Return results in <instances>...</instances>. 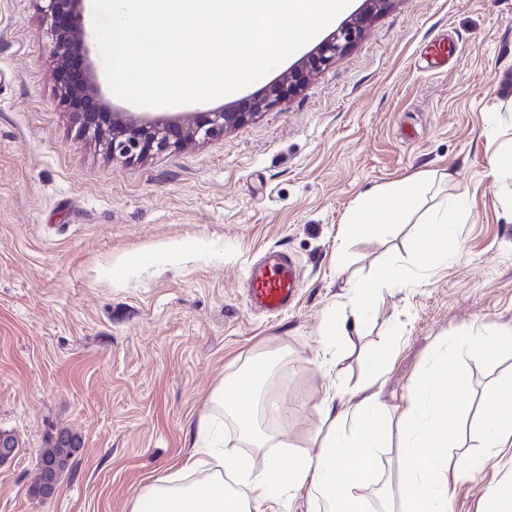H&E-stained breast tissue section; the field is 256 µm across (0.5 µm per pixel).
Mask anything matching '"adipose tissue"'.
<instances>
[{
	"instance_id": "adipose-tissue-1",
	"label": "adipose tissue",
	"mask_w": 512,
	"mask_h": 512,
	"mask_svg": "<svg viewBox=\"0 0 512 512\" xmlns=\"http://www.w3.org/2000/svg\"><path fill=\"white\" fill-rule=\"evenodd\" d=\"M410 192V185L398 184L366 195L363 216L347 224V233L369 230L370 218L382 213L397 218ZM466 211L464 203L458 202L416 225L419 270L447 263V254L437 245L452 237ZM405 276L403 267L393 264L379 277L353 284L348 303L329 311L324 319L323 345L330 348L337 337L363 335L379 291L401 283ZM494 348V341L485 336L458 337L453 346L439 353L435 367L422 373L394 423L385 419L378 393L340 411L332 400H325V429L320 450L312 456L281 455L287 437L256 429L255 410L269 380L271 363L265 356H255L248 377L222 380L211 397L213 411L200 416V441L181 466L189 481L181 484L173 475L157 477L142 489L131 512H252V492L275 502L284 493L303 490L310 495V512H368L356 491L374 482L381 485V512H448L451 479L473 468L476 460L471 456L455 459L448 453L453 429L448 422L447 373L458 351ZM485 402L492 416L484 446L494 455L512 447V400L492 390ZM223 411L232 414L250 444L275 448L263 470L254 471L242 455L223 452L219 429ZM393 435L398 438V451L388 463H381L377 451ZM382 472L388 473V480H379Z\"/></svg>"
}]
</instances>
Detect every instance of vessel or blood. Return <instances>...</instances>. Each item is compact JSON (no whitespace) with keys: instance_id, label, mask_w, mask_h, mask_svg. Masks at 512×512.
I'll return each instance as SVG.
<instances>
[{"instance_id":"vessel-or-blood-1","label":"vessel or blood","mask_w":512,"mask_h":512,"mask_svg":"<svg viewBox=\"0 0 512 512\" xmlns=\"http://www.w3.org/2000/svg\"><path fill=\"white\" fill-rule=\"evenodd\" d=\"M247 281L250 306L265 313L285 310L300 286L296 266L284 259L251 265Z\"/></svg>"}]
</instances>
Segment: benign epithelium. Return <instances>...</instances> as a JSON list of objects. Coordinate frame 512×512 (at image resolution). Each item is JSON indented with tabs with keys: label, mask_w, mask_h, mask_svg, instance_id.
I'll use <instances>...</instances> for the list:
<instances>
[{
	"label": "benign epithelium",
	"mask_w": 512,
	"mask_h": 512,
	"mask_svg": "<svg viewBox=\"0 0 512 512\" xmlns=\"http://www.w3.org/2000/svg\"><path fill=\"white\" fill-rule=\"evenodd\" d=\"M43 1L46 5L40 6V11L44 20L50 23L56 60L62 61L66 50L84 51L86 32L76 8L77 0H38L40 3ZM390 3L391 0H365L362 10L308 56L302 68L288 71L262 96L243 98L230 109L200 112L187 122L169 118L140 121L118 112H78L76 119L85 131L93 132V136L103 142L110 154L129 161L180 149L199 138L205 140L221 135L228 129L245 124L260 112L274 110L285 94L297 91L304 72L336 62L359 37L372 14ZM17 453L12 437L1 434L0 467L11 462ZM56 473V462L42 458L36 460L35 490L38 495L46 497L55 492Z\"/></svg>",
	"instance_id": "7a95c632"
}]
</instances>
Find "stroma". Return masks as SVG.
Returning <instances> with one entry per match:
<instances>
[{"label":"stroma","instance_id":"35a3bbf8","mask_svg":"<svg viewBox=\"0 0 512 512\" xmlns=\"http://www.w3.org/2000/svg\"><path fill=\"white\" fill-rule=\"evenodd\" d=\"M362 6L350 0L253 84L180 106L113 95L91 38L90 94L102 111L148 119L228 107L280 81ZM437 37L455 53L432 71L425 47ZM51 45L37 0H0V430L19 444L0 468V512H131L145 485L175 473L221 380L259 353H275L268 389L288 405L259 421L313 455L328 392L356 403L370 353L389 356L380 399L396 416L438 347L512 331V172H490L512 144V0H391L274 111L138 161L82 133ZM423 171L421 209H469L447 265L425 273L411 225L344 231L367 191ZM268 251L301 274L278 314L247 298V270ZM394 262L408 279L383 289L364 335L321 366L325 313ZM450 386L448 416L483 457L482 396L512 395V343L460 352ZM63 429L81 448L55 493L36 496L38 452ZM453 487L451 512H483L493 492L512 503V447Z\"/></svg>","mask_w":512,"mask_h":512}]
</instances>
